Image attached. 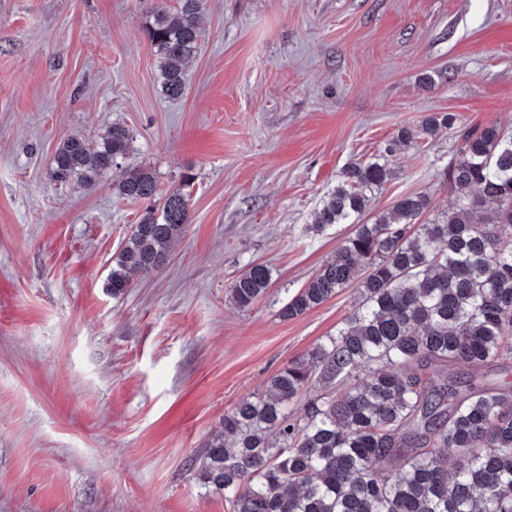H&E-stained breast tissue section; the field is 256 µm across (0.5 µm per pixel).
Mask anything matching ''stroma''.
I'll return each instance as SVG.
<instances>
[{
    "label": "stroma",
    "instance_id": "stroma-1",
    "mask_svg": "<svg viewBox=\"0 0 512 512\" xmlns=\"http://www.w3.org/2000/svg\"><path fill=\"white\" fill-rule=\"evenodd\" d=\"M178 0H0V512H227L196 479L226 410L354 310L356 286L281 307L354 230L310 233L353 162L386 163L372 223L406 193L455 199L459 132L512 131V0H205L184 97L144 34ZM452 128L401 147L433 114ZM131 131L160 188L188 176L167 262L106 282L140 204L50 177L63 136ZM272 271L247 311L229 288Z\"/></svg>",
    "mask_w": 512,
    "mask_h": 512
}]
</instances>
